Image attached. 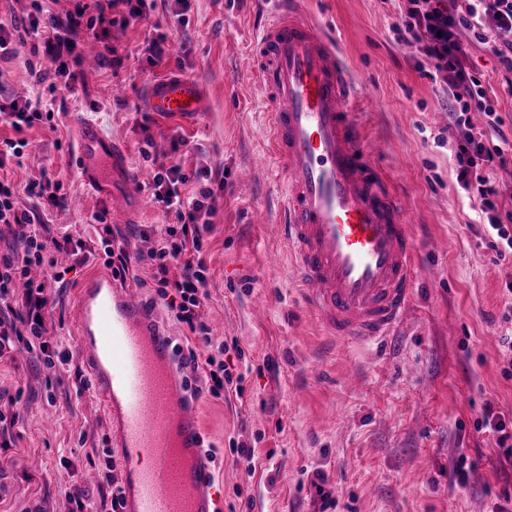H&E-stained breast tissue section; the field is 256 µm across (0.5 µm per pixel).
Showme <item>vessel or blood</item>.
<instances>
[{
  "instance_id": "obj_1",
  "label": "vessel or blood",
  "mask_w": 512,
  "mask_h": 512,
  "mask_svg": "<svg viewBox=\"0 0 512 512\" xmlns=\"http://www.w3.org/2000/svg\"><path fill=\"white\" fill-rule=\"evenodd\" d=\"M275 2L253 56L287 180L284 218L273 232L286 239L303 299L327 333L379 341L412 298L417 248L407 199L358 134L349 67L333 37L301 0ZM147 108L194 116L207 103L193 79L176 75L151 84ZM75 142L79 156L109 164L83 172L96 193L108 179L131 181L124 142L97 121L78 122ZM72 316L95 393L119 416L121 446L149 460L123 466L126 512H215L199 416L148 303L99 271L83 283Z\"/></svg>"
}]
</instances>
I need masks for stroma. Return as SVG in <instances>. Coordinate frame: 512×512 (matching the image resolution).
I'll use <instances>...</instances> for the list:
<instances>
[{
    "mask_svg": "<svg viewBox=\"0 0 512 512\" xmlns=\"http://www.w3.org/2000/svg\"><path fill=\"white\" fill-rule=\"evenodd\" d=\"M329 30L347 59L358 94L353 111L367 142L381 148L379 162L412 207L418 267L409 320L390 347L333 342L301 299L284 242L269 230L281 219L285 180L271 158L266 103L250 65L257 35L272 0H152L143 22L115 24L94 44V59H80L74 92L54 95L55 123L0 136L26 142L22 165L9 178L20 209L34 211L27 183L50 176L62 184V204L45 213L51 236L70 233L77 244L54 263L31 266L29 277L47 283L51 303L43 339L71 354L64 369L46 368L24 344L0 356V415L17 417L18 439L0 447V512H72L66 495L78 487L92 512H110L111 488L101 478L108 458L115 477L129 453L88 385L91 378L73 332L68 306L77 285L106 256L95 217L112 211L93 193L73 151L68 115L85 112L124 140L126 163L140 183L130 223L114 225L117 244L131 248L125 284L144 299L155 294L149 258L167 218L150 202L159 165H179L194 194L195 174L211 169L213 215L205 236L208 296L202 313L214 336L237 341L228 350L244 392L231 401L201 395L205 442L224 455L212 472L218 512H492L501 491L512 492V455L493 433L477 428L485 405L512 419V353L499 339L512 334V255L498 258L484 236L480 202L456 182V137L448 133V91L415 45L393 26L409 0H302ZM183 10L187 26L174 25ZM168 55L150 65L145 49L158 33ZM457 38L469 73L481 80L501 119L490 129L484 113L470 115L487 145L512 143L508 73L474 30ZM123 61L110 65L109 48ZM32 55L21 45L0 61V105L22 104L41 92L27 70ZM181 74L208 99L207 112L186 119L148 112L155 81ZM252 172L250 181L236 178ZM267 314L252 315L255 297ZM494 331L496 343L486 341ZM254 449V472L245 474L227 448ZM467 481L451 485L459 458ZM325 476L322 491L310 485Z\"/></svg>",
    "mask_w": 512,
    "mask_h": 512,
    "instance_id": "1",
    "label": "stroma"
}]
</instances>
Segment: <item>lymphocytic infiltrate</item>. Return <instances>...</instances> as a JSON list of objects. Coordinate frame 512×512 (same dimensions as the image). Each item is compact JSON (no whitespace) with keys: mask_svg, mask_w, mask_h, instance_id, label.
<instances>
[{"mask_svg":"<svg viewBox=\"0 0 512 512\" xmlns=\"http://www.w3.org/2000/svg\"><path fill=\"white\" fill-rule=\"evenodd\" d=\"M427 2L411 0V9L395 29L399 34L410 36L419 52L430 61L436 75L447 85L449 126L464 131L456 152L457 182L462 189H476L492 247L512 251V230L503 222L498 189L488 177L472 174L473 168L480 165H506L508 158L503 148L487 147L483 137L467 129L469 112L485 113L493 126L500 118L481 82L469 76L463 67L460 60L463 50L456 38L459 27L476 30L479 39L491 45L500 63L512 72V0H460L451 8L447 7L446 0H435L432 8ZM115 10L125 23L148 17L145 0H95L91 6L77 0L74 9L62 15L52 13L42 0H29L25 15L0 22V60L14 57L16 44L30 43L32 55L47 62L56 77L48 86L49 92L60 88L74 90L77 75L70 65L81 56L78 32L98 34L103 27L112 25L111 13ZM211 175V170L200 171L204 184L190 197L181 193L186 179L178 166L160 169L153 179L154 203L166 215L175 218L174 224L166 225L162 242L151 255L156 267V294L184 330L174 344L180 368L205 375L204 385L190 383L186 386L194 399L204 393L223 398L240 383L229 365L219 358L227 347L226 342L212 339L201 314L208 272L202 257L203 236L212 214L208 205L212 191L206 182ZM0 224H16L25 229L20 245L0 250V353L17 341L29 344L37 341L41 344L44 364L54 366L52 352L41 342L48 305L46 289L44 284L28 280L27 275L32 264L42 263V254L47 248L60 251L64 245L48 243L41 223L17 207L12 185L2 178ZM20 280L24 281L26 291L24 309L19 312L10 300Z\"/></svg>","mask_w":512,"mask_h":512,"instance_id":"1","label":"lymphocytic infiltrate"}]
</instances>
